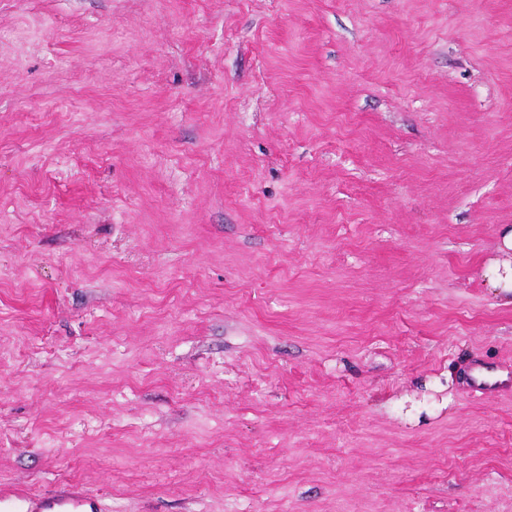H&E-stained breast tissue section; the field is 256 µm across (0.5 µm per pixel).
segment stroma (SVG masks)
<instances>
[{
	"mask_svg": "<svg viewBox=\"0 0 512 512\" xmlns=\"http://www.w3.org/2000/svg\"><path fill=\"white\" fill-rule=\"evenodd\" d=\"M512 0H0V492L512 512ZM500 236L502 244L500 250L504 257L494 262L491 267L493 270L489 274L496 281V288H502V304L508 306L512 305V255L509 253L512 251V226L506 224L501 229ZM503 370L507 373L505 376L483 363L475 362L471 366L469 377L475 390L481 396L489 397L512 389V371Z\"/></svg>",
	"mask_w": 512,
	"mask_h": 512,
	"instance_id": "35a3bbf8",
	"label": "stroma"
}]
</instances>
